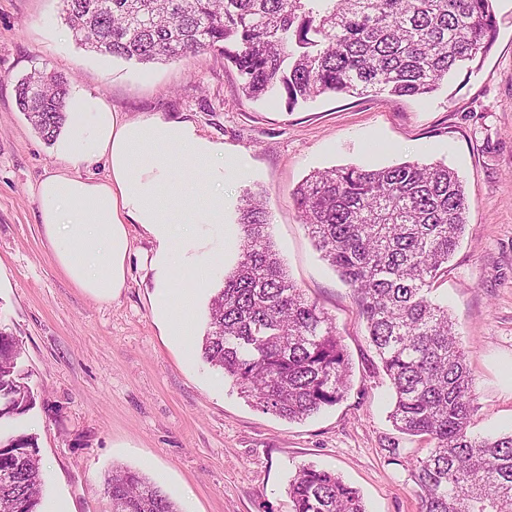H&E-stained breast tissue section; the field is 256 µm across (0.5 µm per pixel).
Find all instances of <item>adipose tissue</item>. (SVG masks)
Segmentation results:
<instances>
[{
  "label": "adipose tissue",
  "mask_w": 512,
  "mask_h": 512,
  "mask_svg": "<svg viewBox=\"0 0 512 512\" xmlns=\"http://www.w3.org/2000/svg\"><path fill=\"white\" fill-rule=\"evenodd\" d=\"M76 107V126L55 141L58 168L30 188L53 258L78 288L112 299L126 286L129 227L139 225L153 244L143 262L154 319L192 355L197 288L223 271L224 249L241 235L224 221V174L243 178L249 167L191 122L124 120L91 92L78 94ZM97 158L107 179L81 176Z\"/></svg>",
  "instance_id": "1"
}]
</instances>
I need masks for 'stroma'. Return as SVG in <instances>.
<instances>
[{"label": "stroma", "mask_w": 512, "mask_h": 512, "mask_svg": "<svg viewBox=\"0 0 512 512\" xmlns=\"http://www.w3.org/2000/svg\"><path fill=\"white\" fill-rule=\"evenodd\" d=\"M490 50L423 99L329 94L287 109L278 94L248 98L217 52L140 64L89 51L70 34L61 0H0V328L17 337L19 367L37 395L20 428L34 435L44 501L111 512L113 468L161 486L180 512H291L299 468L336 472L367 512H419L411 470L428 448L389 414V382L351 288L315 248L290 194L316 170L443 163L459 176L467 226L437 283L473 375L469 431H512V0H494ZM45 70L73 91L101 94L125 119L189 120L251 173L224 177V220L262 193L289 278L333 319L350 360L334 406L290 422L263 411L195 358L185 364L149 306L140 263L152 244L132 227L125 288L98 300L56 266L30 185L55 170L52 146L17 107L16 86Z\"/></svg>", "instance_id": "35a3bbf8"}]
</instances>
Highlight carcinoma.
I'll list each match as a JSON object with an SVG mask.
<instances>
[{
    "label": "carcinoma",
    "mask_w": 512,
    "mask_h": 512,
    "mask_svg": "<svg viewBox=\"0 0 512 512\" xmlns=\"http://www.w3.org/2000/svg\"><path fill=\"white\" fill-rule=\"evenodd\" d=\"M81 44L140 63L224 53L251 98L288 108L323 94L426 97L492 45V0H63ZM68 82L35 71L20 111L46 142L67 121ZM314 245L352 289L394 392L392 423L431 444L416 460L420 512H512V432L468 433L473 378L448 306L432 298L460 243L467 202L441 164L312 172L292 193ZM241 255L211 299L202 358L263 410L301 420L333 406L350 377L333 318L289 278L261 195L239 208ZM19 340L0 331V421L29 413ZM44 479L31 434H0V504L41 512ZM112 512H180L157 484L122 467L105 480ZM292 512H366L335 472L304 466Z\"/></svg>",
    "instance_id": "carcinoma-1"
}]
</instances>
